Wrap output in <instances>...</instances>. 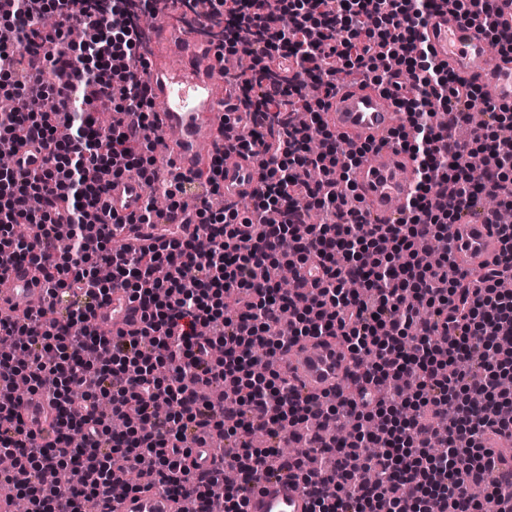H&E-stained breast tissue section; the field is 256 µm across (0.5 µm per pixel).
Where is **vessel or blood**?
<instances>
[{"label": "vessel or blood", "instance_id": "b4317fda", "mask_svg": "<svg viewBox=\"0 0 512 512\" xmlns=\"http://www.w3.org/2000/svg\"><path fill=\"white\" fill-rule=\"evenodd\" d=\"M169 0H158L150 21L148 50L150 94L162 109L157 114L160 132L174 134L169 153L175 172L192 177L206 167L211 156L239 129L232 114L239 103L236 90L222 88L214 51L194 28L173 27ZM434 57L462 83L478 86L484 98L498 103L512 100V55H489V41L482 29L465 23L448 8L436 9L422 32ZM391 100L360 85L342 86L326 100L325 119L337 132L357 143L374 142L356 172L358 191L366 217L373 224H394L414 189L416 167L390 143L391 133L402 122ZM262 170L256 158L227 154L224 159V197L238 200L254 194ZM148 188L140 177L127 174L112 179L101 203L112 214L129 218L144 203ZM456 254L473 262L492 259L498 251L494 225L479 216L467 215L453 227ZM45 290L30 265L10 268L7 285L0 289V317L23 318L43 307ZM98 331L127 336L143 329L137 301L117 289L95 303ZM297 371V383L319 395L332 390L347 364V356L320 339L292 346L283 355ZM20 416L29 430L47 433L54 412L40 394L24 397ZM247 512H311L312 500L292 479L268 477L245 493ZM176 504L159 488L114 500L112 512H174Z\"/></svg>", "mask_w": 512, "mask_h": 512}]
</instances>
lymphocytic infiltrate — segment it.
Masks as SVG:
<instances>
[{
  "instance_id": "lymphocytic-infiltrate-1",
  "label": "lymphocytic infiltrate",
  "mask_w": 512,
  "mask_h": 512,
  "mask_svg": "<svg viewBox=\"0 0 512 512\" xmlns=\"http://www.w3.org/2000/svg\"><path fill=\"white\" fill-rule=\"evenodd\" d=\"M0 12V138L39 146L40 172L0 169V279L30 264L48 308L27 322L0 319V336H19L24 362L0 354V380L26 376L55 410L48 440L22 425L20 398L0 394V455L15 459L1 479L26 497L30 512L67 503L69 512L112 499V461L154 460L153 481L191 486L194 501L220 500L246 512L241 487L220 470L198 471L189 435L233 436L264 427L296 433L313 419H346L354 448L379 445L376 459L351 471L303 470L319 493L312 512H366L390 501L392 512H492L512 505V488L494 473L486 434L512 438V225L498 227L500 249L485 273L463 284L451 257L424 264L417 241L449 238L481 196L512 198V125L505 104L486 106L468 141L456 127L482 94L457 83L421 39L435 0H209L208 17L248 18L239 40L214 38L217 59L244 53L254 66L236 75L241 134L228 150L262 158L261 186L250 215L217 209L224 154L193 178L160 176L153 155L154 101L146 81L145 24L153 0H5ZM468 21L488 22L500 51L512 30L493 26L494 0H453ZM359 82L390 95L408 130L394 140L419 177L408 215L368 224L355 205V172L368 152L336 135L322 116L338 84ZM40 88L66 107L64 125L31 100ZM322 152H311L312 139ZM492 161L484 184L468 173L473 156ZM136 173L149 198L134 221L182 218L191 238L141 249H113L117 217L106 215L102 170ZM323 215L309 223L310 209ZM72 228L60 243L59 225ZM294 257L300 287L279 284L281 260ZM359 278L361 292L347 289ZM132 293L143 312L141 336L105 340L94 302ZM287 334H280V320ZM341 337L352 357H368L354 393L324 400L289 391L281 373L258 377L260 357L279 358L306 338ZM231 386L234 417L206 398ZM87 453L89 474L64 490L47 489L46 470ZM480 483L483 498L468 488Z\"/></svg>"
}]
</instances>
